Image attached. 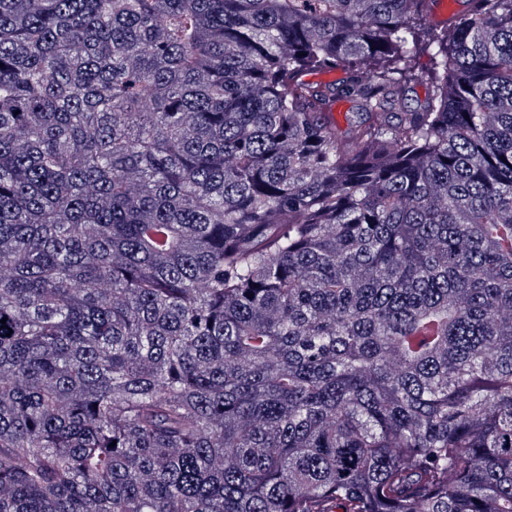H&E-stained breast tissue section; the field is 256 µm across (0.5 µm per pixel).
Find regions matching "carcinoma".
<instances>
[{
  "mask_svg": "<svg viewBox=\"0 0 512 512\" xmlns=\"http://www.w3.org/2000/svg\"><path fill=\"white\" fill-rule=\"evenodd\" d=\"M433 3L0 0V512H512V0Z\"/></svg>",
  "mask_w": 512,
  "mask_h": 512,
  "instance_id": "carcinoma-1",
  "label": "carcinoma"
}]
</instances>
